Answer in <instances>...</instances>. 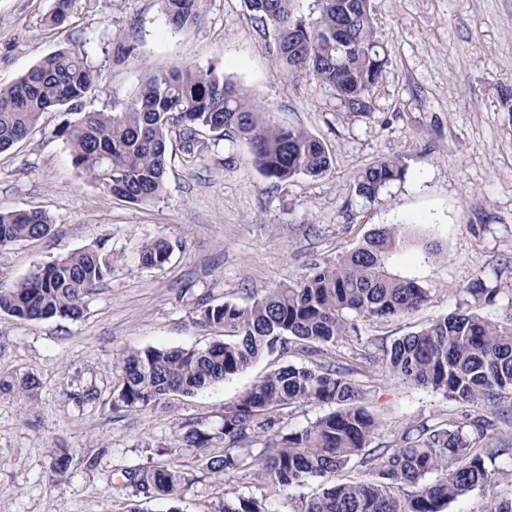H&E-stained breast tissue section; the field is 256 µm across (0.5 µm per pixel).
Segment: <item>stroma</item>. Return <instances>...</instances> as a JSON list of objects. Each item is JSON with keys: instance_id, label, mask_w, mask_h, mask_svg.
<instances>
[{"instance_id": "obj_1", "label": "stroma", "mask_w": 512, "mask_h": 512, "mask_svg": "<svg viewBox=\"0 0 512 512\" xmlns=\"http://www.w3.org/2000/svg\"><path fill=\"white\" fill-rule=\"evenodd\" d=\"M55 0H0V85L46 55L85 54L99 72L86 110L120 109L147 71L217 66L244 88L274 124L303 128L333 157L321 177L267 178L242 140L206 136L207 149L186 157L171 140L166 191L136 205L80 176L63 127L78 114L47 113L25 140L0 153V211H45L52 232L0 246V288H11L57 258L99 244L112 273L89 294L82 318L21 321L0 312V378L36 376L34 402L0 393V512H128L122 472L146 462L147 449L177 446L193 422L216 429L225 404L260 376L287 364L330 361L337 350L391 346L436 317L462 307L496 321L512 312V112L500 93L512 87V0H374L389 66L366 116L345 112L308 79L284 77L273 31L261 32L245 0H205L190 28L169 26L158 0H75L62 26L47 24ZM132 50L118 55V42ZM400 159L402 182L380 202L354 196L367 164ZM381 225L404 238L392 274L429 288L415 314L359 322L318 355L273 351L246 371L191 397L116 416L115 362L130 350L204 347L218 334L197 322L201 306L252 303L266 291L309 275L356 247ZM164 240L168 263L147 269L138 247ZM482 280L492 298L468 287ZM364 404L380 422L373 445L395 446L422 423L464 414L499 424L492 404H463L390 377L384 362L372 379L355 376ZM94 389L96 397L77 401ZM69 449L62 482L49 452ZM178 464L195 476L178 503L201 512L224 483L188 451Z\"/></svg>"}]
</instances>
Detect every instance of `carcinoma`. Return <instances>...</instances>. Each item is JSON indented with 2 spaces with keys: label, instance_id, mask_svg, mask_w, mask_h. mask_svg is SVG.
<instances>
[{
  "label": "carcinoma",
  "instance_id": "obj_1",
  "mask_svg": "<svg viewBox=\"0 0 512 512\" xmlns=\"http://www.w3.org/2000/svg\"><path fill=\"white\" fill-rule=\"evenodd\" d=\"M168 25L182 29L200 18L203 0H159ZM259 31L273 29L277 62L291 77H307L329 89L351 114L375 111V89L389 62L379 41L373 0H318L312 22L295 15L292 0H247ZM97 70L87 56L58 50L8 86H0V152L26 139L43 115L54 110L80 114L66 126L72 163L97 187L127 202L146 205L165 192L169 142L178 131L184 154L204 146L200 133L246 140L262 173L278 181L299 175L320 177L332 168L326 145L312 133L275 125L264 109L224 73L185 67L150 72L118 111H86ZM396 158L374 161L354 178V194L370 203L402 180ZM52 228L42 211H0V245L43 238ZM400 234L393 226L367 233L332 264L306 278L268 291L248 305L226 302L198 314L205 328L222 332L206 347H148L125 353L114 388L117 414L154 407L172 393L185 396L216 386L248 369L278 346L306 354L334 344L356 321H387L417 311L429 289L388 270ZM140 264L159 268L172 254L165 241L142 245ZM112 254L101 246L70 253L38 269L16 287L0 289V312L21 321L77 320L86 297L112 274ZM349 364H288L257 379L236 401L224 406L217 432L203 425L187 429L176 448L204 450L208 473L227 480L224 499L202 512H276L272 498L284 497L289 512H445L449 504L477 488L492 487L497 473L488 463L512 453L497 444L478 420L463 417L444 425L422 424L407 431L397 448L371 447L378 430L363 405V393L350 375L364 374L376 357L363 351ZM396 378L439 392L448 399L502 405L499 419L512 427V315L491 322L466 309L441 316L393 342L386 351ZM33 376L0 380V391L28 399L38 394ZM327 404L329 413L291 432L282 431L284 410L293 405ZM263 448H253L256 439ZM363 480L339 479L352 461ZM73 458L65 448L50 451L52 477L60 481ZM124 484L140 501L176 502L195 481L193 473L171 461H152L125 469ZM317 480L321 493L293 499L289 491ZM480 512H512V494L492 493Z\"/></svg>",
  "mask_w": 512,
  "mask_h": 512
}]
</instances>
